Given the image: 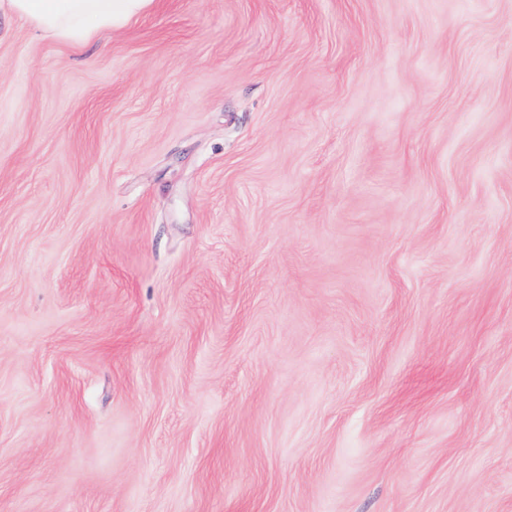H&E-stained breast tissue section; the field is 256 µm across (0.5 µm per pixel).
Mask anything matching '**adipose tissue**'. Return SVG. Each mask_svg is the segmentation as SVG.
<instances>
[{"label": "adipose tissue", "instance_id": "obj_1", "mask_svg": "<svg viewBox=\"0 0 512 512\" xmlns=\"http://www.w3.org/2000/svg\"><path fill=\"white\" fill-rule=\"evenodd\" d=\"M155 0H0V16L28 21L43 37L82 46L145 15Z\"/></svg>", "mask_w": 512, "mask_h": 512}]
</instances>
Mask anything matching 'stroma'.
I'll use <instances>...</instances> for the list:
<instances>
[{
	"mask_svg": "<svg viewBox=\"0 0 512 512\" xmlns=\"http://www.w3.org/2000/svg\"><path fill=\"white\" fill-rule=\"evenodd\" d=\"M0 512H512V0L1 18Z\"/></svg>",
	"mask_w": 512,
	"mask_h": 512,
	"instance_id": "obj_1",
	"label": "stroma"
}]
</instances>
